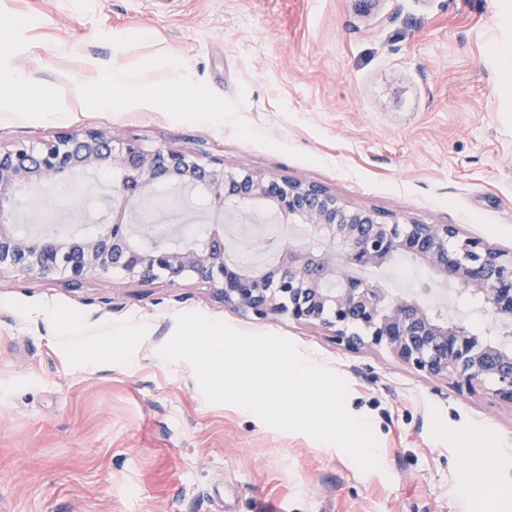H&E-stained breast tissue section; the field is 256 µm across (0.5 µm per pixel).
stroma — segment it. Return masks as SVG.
Returning a JSON list of instances; mask_svg holds the SVG:
<instances>
[{
  "mask_svg": "<svg viewBox=\"0 0 512 512\" xmlns=\"http://www.w3.org/2000/svg\"><path fill=\"white\" fill-rule=\"evenodd\" d=\"M149 106L85 103L113 66ZM43 88L45 109L0 108V145L98 129L288 177L386 221L452 224L512 255V0H0V69ZM193 86L175 104L172 73ZM112 175L44 185L11 213L30 236L103 224ZM163 188L138 234L187 244L223 230L224 256L275 264L255 228ZM420 299L468 328L482 304L411 256L343 271ZM292 340L343 377L380 467L206 400L192 366L160 348L178 315ZM0 512H512V406L394 361L349 351L323 327L244 316L205 285L114 275L70 289L0 273Z\"/></svg>",
  "mask_w": 512,
  "mask_h": 512,
  "instance_id": "1",
  "label": "stroma"
}]
</instances>
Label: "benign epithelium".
<instances>
[{"label":"benign epithelium","instance_id":"obj_1","mask_svg":"<svg viewBox=\"0 0 512 512\" xmlns=\"http://www.w3.org/2000/svg\"><path fill=\"white\" fill-rule=\"evenodd\" d=\"M112 172L110 221L85 236L34 238L8 219L44 184L77 172ZM189 188L224 214L269 207L281 224H306L323 247L284 245L277 264L252 272L224 260V235L182 247L146 245L133 234V207L158 189ZM407 253L443 283L477 298L493 325L512 328V256L452 224H386L364 208L342 205L314 184L224 170V160L94 130L61 131L35 142L0 148V272L79 285L111 274L142 283L186 277L243 314L262 319L286 314L319 324L350 351L383 349L398 363L458 387H484L512 405V341L491 343L414 299L338 269L380 266Z\"/></svg>","mask_w":512,"mask_h":512}]
</instances>
